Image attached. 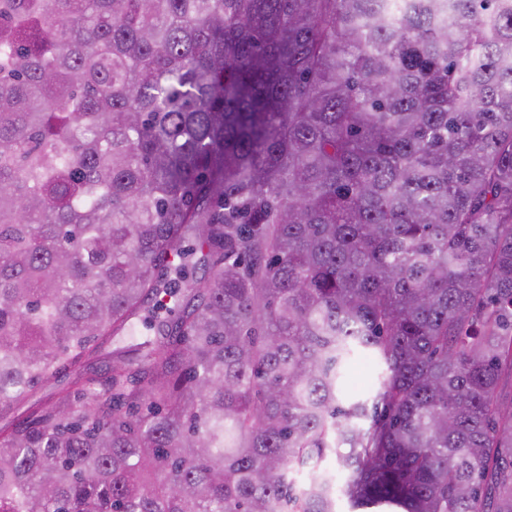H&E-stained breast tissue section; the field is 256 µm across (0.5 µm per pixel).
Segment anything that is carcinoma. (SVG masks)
<instances>
[{
  "mask_svg": "<svg viewBox=\"0 0 512 512\" xmlns=\"http://www.w3.org/2000/svg\"><path fill=\"white\" fill-rule=\"evenodd\" d=\"M506 377L512 0H0V512H512ZM381 372L378 360L371 353L361 351L347 366L341 401L347 403L353 399L369 398L377 389Z\"/></svg>",
  "mask_w": 512,
  "mask_h": 512,
  "instance_id": "cac0c4a2",
  "label": "carcinoma"
}]
</instances>
